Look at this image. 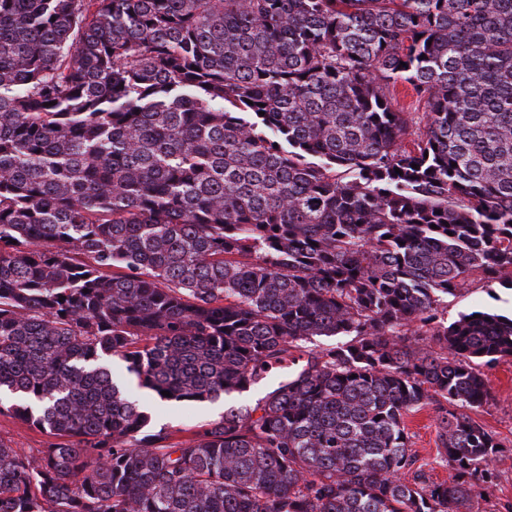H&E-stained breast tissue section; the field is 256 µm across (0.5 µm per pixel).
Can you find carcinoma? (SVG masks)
<instances>
[{"label":"carcinoma","instance_id":"obj_1","mask_svg":"<svg viewBox=\"0 0 512 512\" xmlns=\"http://www.w3.org/2000/svg\"><path fill=\"white\" fill-rule=\"evenodd\" d=\"M474 278L512 282V0H0V394L48 436L0 438V512H459L512 358L445 318ZM114 358L265 392L178 437ZM407 431L414 451L421 462L427 463L425 471L431 480L449 481L454 471L448 463L441 460L439 452L438 425L436 414L431 405L407 418Z\"/></svg>","mask_w":512,"mask_h":512}]
</instances>
